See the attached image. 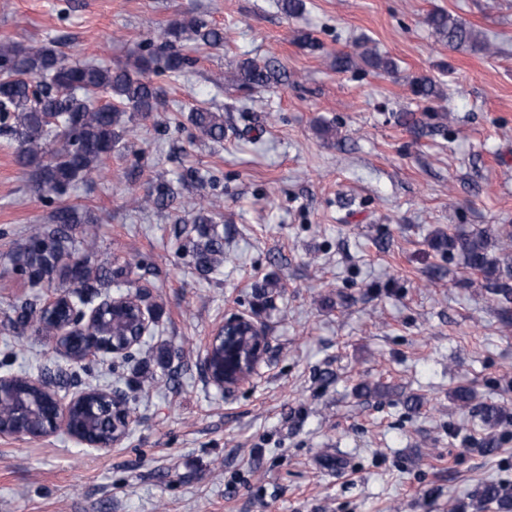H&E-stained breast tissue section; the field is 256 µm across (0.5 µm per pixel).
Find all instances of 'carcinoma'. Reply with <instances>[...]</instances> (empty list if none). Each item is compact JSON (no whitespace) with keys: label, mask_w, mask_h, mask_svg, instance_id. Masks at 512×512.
<instances>
[{"label":"carcinoma","mask_w":512,"mask_h":512,"mask_svg":"<svg viewBox=\"0 0 512 512\" xmlns=\"http://www.w3.org/2000/svg\"><path fill=\"white\" fill-rule=\"evenodd\" d=\"M434 32L452 47L483 43L473 27L445 12L429 16ZM159 50L139 54L126 65L110 68L89 62L67 61L54 43L22 44L0 42V121L7 124L16 142L17 163L32 169V178L47 198H59L78 182H90L121 140V133L133 113L156 112L163 105V90L152 77L177 78L192 59L184 53L186 43L221 46L224 31L191 17L169 23L160 32ZM333 66L338 72L366 67L379 75L390 74L395 62L382 56L368 42L357 45L354 54L336 53ZM235 82L254 90L280 84L284 69L269 60L262 65L245 59L238 63ZM412 91L424 100L441 96L438 85L427 76L415 79ZM187 120L214 143L224 140V115L209 107L189 110ZM213 203L202 199L194 204L200 241H189L194 266L203 275L224 265V237L210 215ZM84 223L78 206L60 204L46 224L34 226L24 242L12 253L14 274L38 284L43 279L58 281L63 291L83 293L92 282L108 278L107 272L92 269L75 252L73 227ZM438 245L457 252L465 268L483 274L492 293L512 300L504 280L512 278V229L497 230L496 242L484 232L470 235L438 236ZM498 246L500 258L489 251ZM104 324L112 325L108 335L117 341L135 328L131 315L109 314ZM495 505L498 512H512V492L498 483L484 486L475 505Z\"/></svg>","instance_id":"obj_1"}]
</instances>
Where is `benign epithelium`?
<instances>
[{
    "label": "benign epithelium",
    "mask_w": 512,
    "mask_h": 512,
    "mask_svg": "<svg viewBox=\"0 0 512 512\" xmlns=\"http://www.w3.org/2000/svg\"><path fill=\"white\" fill-rule=\"evenodd\" d=\"M69 295L60 291L48 296L41 307L39 320L35 321V330L40 333L48 323L50 313L61 299ZM121 303L138 311L140 321L139 336L125 342H116L110 336L98 332L102 311L114 304ZM157 325L154 312L143 306L140 296L135 292H127L120 296H108L92 307H70L69 320L60 325L52 326L50 342L55 350L69 360L79 362L105 356L123 357L131 349L141 344L153 334ZM238 329L248 330V334L256 337L254 357L243 370H238V357L230 356V364H212L213 350L224 345L226 334ZM270 353V344L263 327L251 317L233 313L219 323L207 337L206 355L203 361L204 372L214 386L226 392L233 391L252 381L258 369ZM9 407L21 418L39 416L44 419L43 428L36 435H31L16 428L5 429L0 426V437L15 439L40 440L59 432L78 444L99 450H108L122 441L135 421L133 410L125 397L111 389L82 388L65 395H60L43 376H25L0 374V407ZM112 411V433L107 438H90L89 425H81L74 414L84 415L91 421L96 411L102 407Z\"/></svg>",
    "instance_id": "7a95c632"
}]
</instances>
